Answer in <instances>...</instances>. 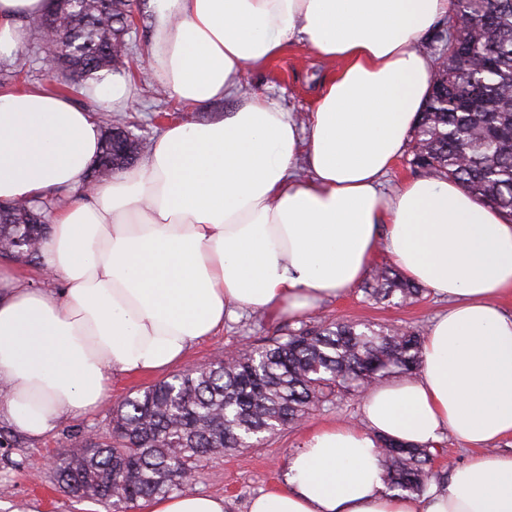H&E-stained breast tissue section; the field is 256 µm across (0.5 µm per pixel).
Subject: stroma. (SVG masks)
<instances>
[{
	"mask_svg": "<svg viewBox=\"0 0 512 512\" xmlns=\"http://www.w3.org/2000/svg\"><path fill=\"white\" fill-rule=\"evenodd\" d=\"M38 32L30 30L28 39L13 53L12 60L21 69L20 85L51 86L60 77L51 69L38 50ZM332 73L331 66L304 47L294 45L277 60L259 70L244 74L242 90L273 98L306 120L312 111L319 86ZM135 99L124 116L134 134L153 144L161 131L154 123L157 113L171 114L173 120L206 123L222 119L228 102L191 109L180 103L163 85L151 80H135ZM448 303L431 291H424L414 304L399 305L366 300L361 289L327 302L303 316L289 321L245 313L225 321L222 330L206 337L191 351L186 364L203 365L242 344H257L282 336L289 327L317 324L343 317L386 328H411L426 332L430 322L447 310ZM363 399H349L316 409L301 425L287 427L269 437L263 445L242 449L230 454L215 455L199 467L194 480L186 484L189 492L206 493L223 498L225 512H249L252 500L283 483L290 456L300 448L304 437L314 427L339 420L360 421ZM112 413L101 407L90 414L77 415L64 422L44 438L30 442L5 422H0V512H105L93 502L73 497L59 489L53 469L43 468L44 459L59 451L82 446L89 434L107 435L111 429Z\"/></svg>",
	"mask_w": 512,
	"mask_h": 512,
	"instance_id": "1",
	"label": "stroma"
}]
</instances>
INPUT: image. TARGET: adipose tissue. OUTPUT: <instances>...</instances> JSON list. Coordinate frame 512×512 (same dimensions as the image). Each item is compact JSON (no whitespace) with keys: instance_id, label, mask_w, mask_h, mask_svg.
<instances>
[{"instance_id":"ef3b65f1","label":"adipose tissue","mask_w":512,"mask_h":512,"mask_svg":"<svg viewBox=\"0 0 512 512\" xmlns=\"http://www.w3.org/2000/svg\"><path fill=\"white\" fill-rule=\"evenodd\" d=\"M46 0H0V58L27 40ZM450 0H154L150 76L186 106L225 100L212 123L165 127L140 166L88 185L100 147L91 114L40 85L0 95V200L47 199L39 267L61 291L0 267V420L39 439L99 409L111 375L158 373L243 311L297 316L348 294L379 249L447 300L417 375L368 391L361 423L313 430L281 486L250 512H512V218L457 182L382 179L405 151L432 85L419 44ZM297 44L337 63L306 123L240 93ZM115 111L112 74L84 86ZM476 447L446 484L387 491L375 453L388 436L445 434ZM147 512H224L197 492Z\"/></svg>"}]
</instances>
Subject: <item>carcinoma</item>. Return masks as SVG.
<instances>
[{
    "label": "carcinoma",
    "mask_w": 512,
    "mask_h": 512,
    "mask_svg": "<svg viewBox=\"0 0 512 512\" xmlns=\"http://www.w3.org/2000/svg\"><path fill=\"white\" fill-rule=\"evenodd\" d=\"M448 29L465 17L472 25L462 40L441 49L465 52L464 66L436 74L432 93L412 139V163L428 175L452 179L479 202L512 216V0H451ZM494 22L482 24L485 10ZM141 13L140 0H60L55 21L59 37L45 38L35 20L43 58L56 62L65 81L83 82L127 65L126 35ZM107 124L90 182L131 165V156L112 151ZM44 201L12 202L0 210V245L17 261L39 263L48 225L40 223ZM374 301L399 297L415 302L424 289L385 266L362 287ZM421 362V337L395 334L369 324L336 320L303 325L284 338L250 346L231 359H216L195 371H181L117 405L112 435L92 448L64 455L56 466L60 488L108 512H123L141 500L165 496L183 485L182 475L216 453L257 444L296 425L326 403L354 396L391 373L411 377ZM389 490L422 495L435 478L429 446L381 439L377 444Z\"/></svg>",
    "instance_id": "1"
}]
</instances>
